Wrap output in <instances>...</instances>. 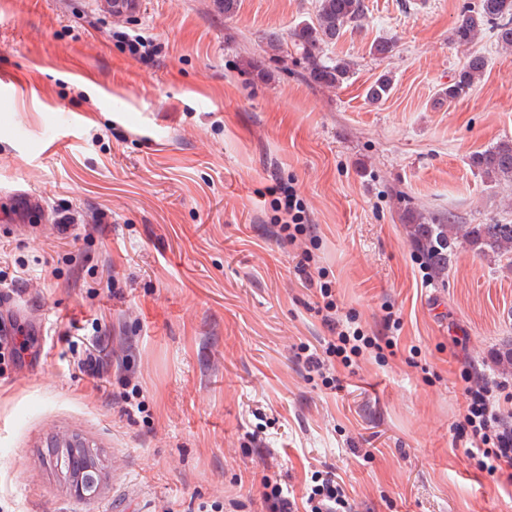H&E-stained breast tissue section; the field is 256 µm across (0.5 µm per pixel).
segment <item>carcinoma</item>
I'll return each mask as SVG.
<instances>
[{"label":"carcinoma","instance_id":"cac0c4a2","mask_svg":"<svg viewBox=\"0 0 512 512\" xmlns=\"http://www.w3.org/2000/svg\"><path fill=\"white\" fill-rule=\"evenodd\" d=\"M364 18L363 0H320L315 22L303 23L294 30L292 46L306 59L308 78L312 82L337 87L350 79V63L324 57L323 46L336 44L347 28L362 25ZM484 29L490 30L501 46L512 48V0H479L476 7L463 10L452 31V40L457 45H468ZM485 66L484 57H470L448 88L439 94V100L451 102L466 96L484 74ZM391 89V79L382 75L366 89V98L373 103L380 102L389 96ZM472 165L491 182L512 180V139L501 140L476 152ZM457 228L458 240L449 235L446 224L412 225L411 236L422 243L425 259L433 272H445L454 250L461 244L479 256L503 258L512 266V224L496 221L459 224Z\"/></svg>","mask_w":512,"mask_h":512}]
</instances>
